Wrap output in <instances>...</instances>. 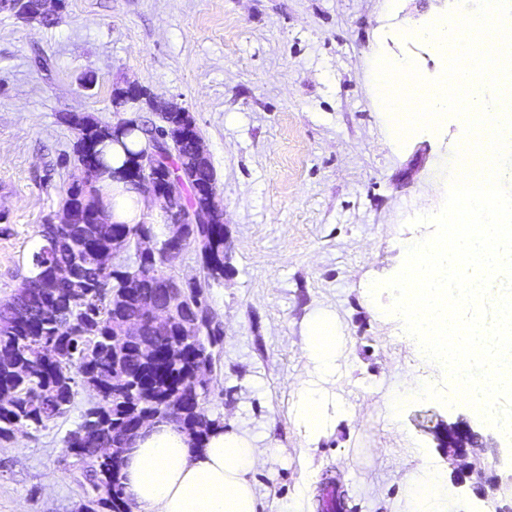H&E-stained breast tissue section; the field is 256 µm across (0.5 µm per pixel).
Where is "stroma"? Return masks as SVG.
Here are the masks:
<instances>
[{
	"label": "stroma",
	"instance_id": "1",
	"mask_svg": "<svg viewBox=\"0 0 512 512\" xmlns=\"http://www.w3.org/2000/svg\"><path fill=\"white\" fill-rule=\"evenodd\" d=\"M454 0H66L51 25L0 11V301L28 274L44 219L80 173L67 114L114 124L113 92L137 84L194 118L216 178L230 267L205 298L221 322L205 407L225 428L277 446L285 458L255 473L264 506L321 512L326 478L344 512H400L421 461L448 469L430 429L469 408L407 400L410 381L449 391L424 360L393 295L408 246L438 211L463 130L454 117L393 143L378 105L373 62L412 59L425 79L444 64L415 26ZM386 309L378 317L376 308ZM336 316V424L307 440L293 388L308 372L303 324ZM90 401L40 431L0 445V512H80L85 493L64 439Z\"/></svg>",
	"mask_w": 512,
	"mask_h": 512
}]
</instances>
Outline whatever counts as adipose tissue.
Here are the masks:
<instances>
[{"label":"adipose tissue","mask_w":512,"mask_h":512,"mask_svg":"<svg viewBox=\"0 0 512 512\" xmlns=\"http://www.w3.org/2000/svg\"><path fill=\"white\" fill-rule=\"evenodd\" d=\"M106 206L115 223L150 221L145 197L132 184L113 181ZM303 351L311 373L296 388L295 415L305 435L317 438L336 422V398L327 384L336 374L339 349L336 320L328 312L316 311L306 320ZM282 453L279 447H257L246 433L220 428L196 448L175 424L151 422L124 456L120 477L125 500L130 512H259L252 474ZM407 481L413 490L409 512H443L448 487L441 473L420 467Z\"/></svg>","instance_id":"adipose-tissue-1"}]
</instances>
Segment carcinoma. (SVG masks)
<instances>
[{"label":"carcinoma","mask_w":512,"mask_h":512,"mask_svg":"<svg viewBox=\"0 0 512 512\" xmlns=\"http://www.w3.org/2000/svg\"><path fill=\"white\" fill-rule=\"evenodd\" d=\"M68 123L77 131L78 162L94 166L100 176L109 170L110 143L120 145L125 165L153 148L151 129L137 119L117 127L72 113ZM193 151V138L178 139L168 158L171 177L182 187L179 206L192 204L193 186L216 184L210 162L191 163ZM63 206L81 212L83 223L54 224L46 217L42 244L29 259L27 278L37 286L21 284L0 303V443L10 441L18 430L47 428L70 411L77 387L87 389L94 401L67 434L65 447L75 458L78 483L90 489L83 512H117L116 502L122 500L117 475L132 420L170 415L199 442L211 428L221 426L200 402L180 401L186 389L200 398L208 395V388L195 381V370L221 336H209L204 343L176 329L150 334L145 338L151 346L148 354L133 341L117 344L124 314L113 309L112 294L122 291L124 271L103 269L100 257L110 250L115 235L160 240L166 231H157L155 224L109 223L93 182H72ZM200 229L209 243V255L200 259L204 281H217L224 278V225L215 217ZM171 263L161 248L144 259L142 290L159 287ZM59 264L74 270L66 284L51 277Z\"/></svg>","instance_id":"obj_1"}]
</instances>
